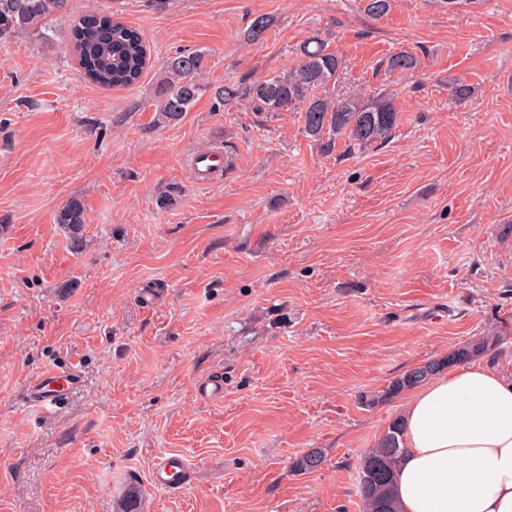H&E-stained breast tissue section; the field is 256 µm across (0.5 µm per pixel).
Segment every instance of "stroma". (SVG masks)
Wrapping results in <instances>:
<instances>
[{"label": "stroma", "mask_w": 512, "mask_h": 512, "mask_svg": "<svg viewBox=\"0 0 512 512\" xmlns=\"http://www.w3.org/2000/svg\"><path fill=\"white\" fill-rule=\"evenodd\" d=\"M95 13L144 35L137 83L83 77L66 32ZM54 27L49 51L0 44V512H119L132 483L140 512H362L359 458L402 401L361 394L487 334L479 363L512 377V0H392L379 19L359 0H69ZM316 32L342 59L336 93H395L391 140L326 153L299 113L216 103ZM403 49L417 71H378ZM197 50L199 97L157 123L165 62ZM212 144L228 165L197 182L188 159ZM74 197L78 253L56 222ZM69 365L66 406L32 407L28 382ZM209 375L223 399H197ZM314 448L321 467L294 471ZM164 452L194 486L151 485Z\"/></svg>", "instance_id": "1"}]
</instances>
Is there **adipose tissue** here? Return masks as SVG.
<instances>
[{"label":"adipose tissue","mask_w":512,"mask_h":512,"mask_svg":"<svg viewBox=\"0 0 512 512\" xmlns=\"http://www.w3.org/2000/svg\"><path fill=\"white\" fill-rule=\"evenodd\" d=\"M401 418V512H512L511 378L453 367L412 391Z\"/></svg>","instance_id":"ef3b65f1"}]
</instances>
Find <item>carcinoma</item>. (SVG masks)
<instances>
[{"mask_svg": "<svg viewBox=\"0 0 512 512\" xmlns=\"http://www.w3.org/2000/svg\"><path fill=\"white\" fill-rule=\"evenodd\" d=\"M364 12L372 17L385 16L391 0H363ZM68 0H0V43L20 35L38 37L45 46L53 45L51 24L63 16ZM273 25L271 17H255L245 31V39L258 42ZM70 40L84 75L104 87H123L137 82L149 58L139 31L107 15H91L71 27ZM206 54L192 52L168 59L155 88V112L160 124L180 122L202 90L198 82L205 68ZM420 65L418 56L396 52L382 60L385 72L410 74ZM342 59L330 41L319 35L303 40L297 48L293 67L287 71L254 81L242 80L215 88L214 97L224 107L243 101L255 112H299L303 129L324 149L335 147L337 139H346L358 147L381 145L391 139L399 124L400 108L394 95L384 91L365 98L358 94L336 95L330 87L339 82ZM56 223L66 232L72 250L83 248L86 212L81 200H70L57 214ZM496 336H480L453 346L448 354L415 366L392 378L383 389L361 395V404L373 408L415 389L437 373L489 352ZM402 424L395 417L387 431L358 463V493L362 512H399L394 495V476L401 461ZM324 462L323 452L314 448L293 464L298 472H312ZM138 486L127 488L120 512H140Z\"/></svg>", "mask_w": 512, "mask_h": 512, "instance_id": "carcinoma-1", "label": "carcinoma"}]
</instances>
